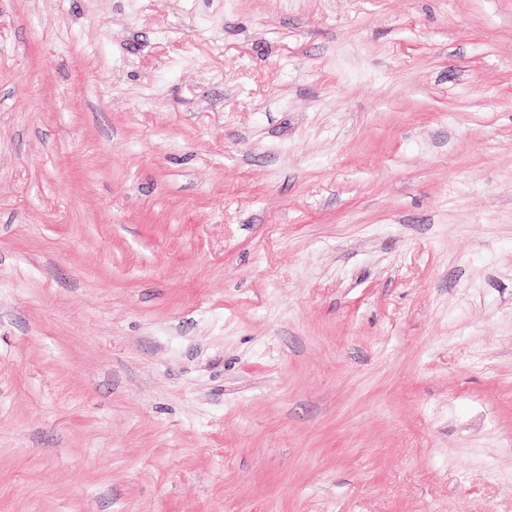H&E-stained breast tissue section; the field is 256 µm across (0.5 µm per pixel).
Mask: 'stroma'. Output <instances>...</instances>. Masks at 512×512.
Returning a JSON list of instances; mask_svg holds the SVG:
<instances>
[{"mask_svg": "<svg viewBox=\"0 0 512 512\" xmlns=\"http://www.w3.org/2000/svg\"><path fill=\"white\" fill-rule=\"evenodd\" d=\"M0 512H512V0H0Z\"/></svg>", "mask_w": 512, "mask_h": 512, "instance_id": "obj_1", "label": "stroma"}]
</instances>
